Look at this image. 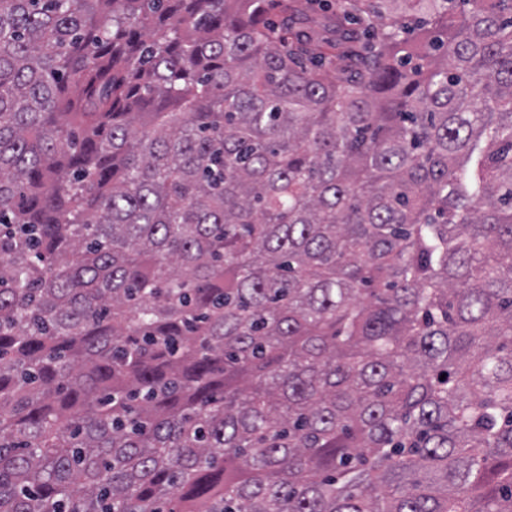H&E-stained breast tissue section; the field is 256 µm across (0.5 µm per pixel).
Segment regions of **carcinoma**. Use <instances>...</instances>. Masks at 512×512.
Wrapping results in <instances>:
<instances>
[{
	"label": "carcinoma",
	"mask_w": 512,
	"mask_h": 512,
	"mask_svg": "<svg viewBox=\"0 0 512 512\" xmlns=\"http://www.w3.org/2000/svg\"><path fill=\"white\" fill-rule=\"evenodd\" d=\"M0 512H512V0H0Z\"/></svg>",
	"instance_id": "obj_1"
}]
</instances>
